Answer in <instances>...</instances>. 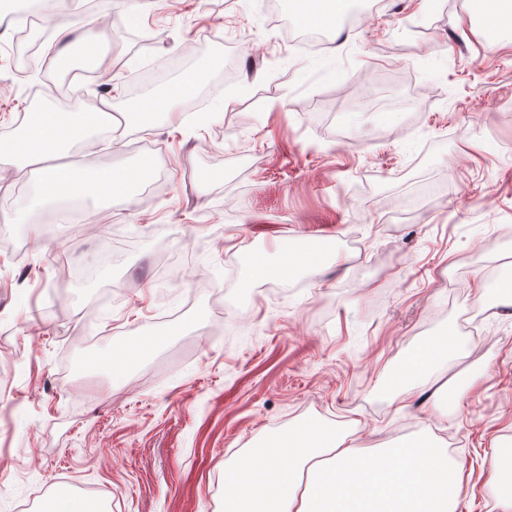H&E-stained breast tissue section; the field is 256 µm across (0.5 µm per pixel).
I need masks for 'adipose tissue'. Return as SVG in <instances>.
Returning a JSON list of instances; mask_svg holds the SVG:
<instances>
[{
	"label": "adipose tissue",
	"instance_id": "ef3b65f1",
	"mask_svg": "<svg viewBox=\"0 0 512 512\" xmlns=\"http://www.w3.org/2000/svg\"><path fill=\"white\" fill-rule=\"evenodd\" d=\"M471 4L480 37L488 47H496L504 31L512 32V0H471ZM352 6L353 0H295L293 19L301 28L320 29L341 24ZM102 17L134 22L137 4L135 0H99L95 13L77 17L64 13L57 32L66 34L75 23L92 28ZM195 91L194 78H177L160 93L139 101L129 121L150 128ZM108 118V113L101 112L95 122L79 123L61 112L33 109L20 138L0 141V164L31 166L37 193L48 202L131 196L147 179L152 163L145 159L134 167L109 169L92 165L95 130ZM324 260L321 249L302 237L280 250L276 259L255 254L251 268L257 277L290 278L300 270L319 268ZM163 342L158 335L138 336L103 366L113 380L123 381ZM458 351L455 334L437 337L399 364L391 387H425L447 371ZM461 468L447 449L423 438L370 451L350 432L305 420L267 434L225 468L224 512H457Z\"/></svg>",
	"mask_w": 512,
	"mask_h": 512
}]
</instances>
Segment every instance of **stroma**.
I'll return each mask as SVG.
<instances>
[{"label":"stroma","mask_w":512,"mask_h":512,"mask_svg":"<svg viewBox=\"0 0 512 512\" xmlns=\"http://www.w3.org/2000/svg\"><path fill=\"white\" fill-rule=\"evenodd\" d=\"M145 2L94 30L99 60L186 54L239 78L213 120L164 116L92 155H162V183L87 200L79 222L32 234L29 175L0 165V512L58 489L104 512H224L225 463L304 419L359 422L369 449L434 435L463 466L459 512H503L485 460L512 445V307L474 282L512 266V43L484 47L468 0H357L356 27L315 51L290 39V0ZM18 29L0 11V140L55 103L16 75ZM100 79L75 109L127 117L125 71ZM301 237L332 253L306 282L252 276L253 254ZM448 332L458 406L389 403V374ZM164 333L124 381L99 368Z\"/></svg>","instance_id":"35a3bbf8"}]
</instances>
